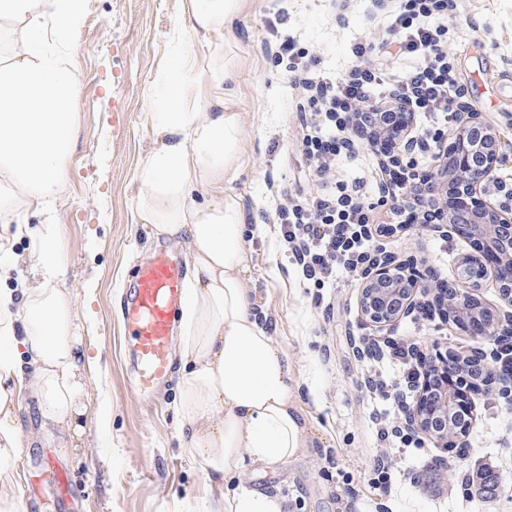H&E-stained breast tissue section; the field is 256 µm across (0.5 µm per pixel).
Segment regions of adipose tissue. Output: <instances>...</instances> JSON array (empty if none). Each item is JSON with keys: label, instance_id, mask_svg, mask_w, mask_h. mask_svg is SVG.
<instances>
[{"label": "adipose tissue", "instance_id": "ef3b65f1", "mask_svg": "<svg viewBox=\"0 0 512 512\" xmlns=\"http://www.w3.org/2000/svg\"><path fill=\"white\" fill-rule=\"evenodd\" d=\"M87 0H0L20 46L0 62V187L20 185L48 211L62 191L63 157L75 136L77 90L70 56L48 40L76 45ZM242 0H186L192 31L222 50ZM227 68L196 66L183 53L153 94L155 147L139 169L135 213L156 236L183 246L191 280L180 335L181 446L219 488L213 512H287L284 499L245 487L257 467L275 469L306 445L292 402L288 355L253 308L246 226L230 184L243 164L237 96ZM28 261L38 278L21 292L0 289V461L20 446L11 381L25 378L41 429H69L84 389L83 338L52 225L34 232Z\"/></svg>", "mask_w": 512, "mask_h": 512}]
</instances>
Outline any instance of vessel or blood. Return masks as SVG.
<instances>
[{"label":"vessel or blood","mask_w":512,"mask_h":512,"mask_svg":"<svg viewBox=\"0 0 512 512\" xmlns=\"http://www.w3.org/2000/svg\"><path fill=\"white\" fill-rule=\"evenodd\" d=\"M185 290L186 271L181 260L161 247L137 266L126 291L123 319L133 364L132 388L142 401H151L170 374L175 319Z\"/></svg>","instance_id":"obj_1"}]
</instances>
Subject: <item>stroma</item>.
<instances>
[{"label":"stroma","mask_w":512,"mask_h":512,"mask_svg":"<svg viewBox=\"0 0 512 512\" xmlns=\"http://www.w3.org/2000/svg\"><path fill=\"white\" fill-rule=\"evenodd\" d=\"M184 7L185 0H88L74 57L76 135L63 161L60 198L46 215L25 208L20 191L0 190V205L13 209L18 223L55 224L68 261L64 286L76 301L74 320L88 357L72 447L42 441L34 399L15 391L24 439L14 460L0 467V494L22 500L28 473L39 474L43 512H208L219 496L180 447L171 409L178 373L151 402L133 394L120 307L138 262L160 244L134 211L138 170L154 145L150 95L180 50L198 52L200 68L212 64L191 32L182 44L171 40L186 22ZM398 11V0H243L235 22L227 55L240 96L244 163L232 187L250 228L247 278L256 311L288 354L292 400L308 441L282 469H255L243 482L284 498L288 512H512V403L494 390L474 393V425L454 449L409 433L385 485L375 483L374 461L387 445L372 423L383 404L371 378L383 373L400 394L406 387L388 359L362 353L363 339L391 337L428 358L440 349L468 352L474 341L446 316L417 310L394 329L374 327L361 313L360 273L340 267L325 285L314 284L281 242L278 207L301 203L325 184L310 174L302 152L311 106L294 89L288 60L276 58L277 43L293 40L333 76L357 65L380 69L391 81L414 64L383 49ZM437 22L445 31L454 101L497 130L502 155L495 178L512 187V0H456ZM358 43L367 51L357 58ZM415 122L426 144L416 154L423 174L448 146L455 124L439 112L416 114ZM357 143L353 153L337 157L331 177L358 186L373 225L395 224L390 207L379 203L388 178L384 157L365 137ZM475 250L466 237L417 224L371 241L372 253H392L443 284L457 282L461 256ZM492 461L499 465L493 500L466 494L469 477Z\"/></svg>","instance_id":"1"}]
</instances>
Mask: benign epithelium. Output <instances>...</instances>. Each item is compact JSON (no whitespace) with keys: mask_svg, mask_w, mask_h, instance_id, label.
I'll return each instance as SVG.
<instances>
[{"mask_svg":"<svg viewBox=\"0 0 512 512\" xmlns=\"http://www.w3.org/2000/svg\"><path fill=\"white\" fill-rule=\"evenodd\" d=\"M375 111L392 116L394 122L371 127L370 141L383 144L382 152L389 164L411 169L416 152L424 144L412 121L410 104L397 100ZM501 148L493 126L476 112H461L452 144L437 157L435 170L403 186L400 192L388 184L381 186L380 199L407 223L421 224L426 214L432 223L448 227V233L476 239L483 253L461 258L463 276L480 268L490 272L500 298L512 308V189L505 192L497 187V191L504 192L501 201L484 199L494 183ZM422 289L418 280L403 275L394 256L381 252L362 273L361 312L374 326L391 327L415 309V296ZM476 292L468 288L448 295V319L479 344L491 336H511L512 312L502 314L483 305ZM487 358V352L478 346L474 355L458 362L457 372H467L471 364L489 369ZM461 408L471 409L470 400L447 381L438 386L431 399L419 397L406 417L416 433L446 447L473 424L471 417L462 425L451 421Z\"/></svg>","mask_w":512,"mask_h":512,"instance_id":"1","label":"benign epithelium"}]
</instances>
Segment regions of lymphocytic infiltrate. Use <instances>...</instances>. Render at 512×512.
<instances>
[{"label": "lymphocytic infiltrate", "instance_id": "lymphocytic-infiltrate-1", "mask_svg": "<svg viewBox=\"0 0 512 512\" xmlns=\"http://www.w3.org/2000/svg\"><path fill=\"white\" fill-rule=\"evenodd\" d=\"M454 6V0H404L395 19L402 30L401 52L420 61L405 75L397 91L414 111L453 109L448 97L451 70L435 20L438 14ZM304 87L313 93L314 110L302 137L303 153L310 170L323 176L336 156L350 148L351 142L323 132L321 117L333 122L345 116L355 117L357 105L386 92V81L381 72L354 70L339 79H306ZM277 217L287 252L301 266L306 278L315 283L330 278L338 260L347 258L356 265L370 259L365 248L372 238L367 229L369 209L352 197L317 195L301 204L281 206Z\"/></svg>", "mask_w": 512, "mask_h": 512}]
</instances>
